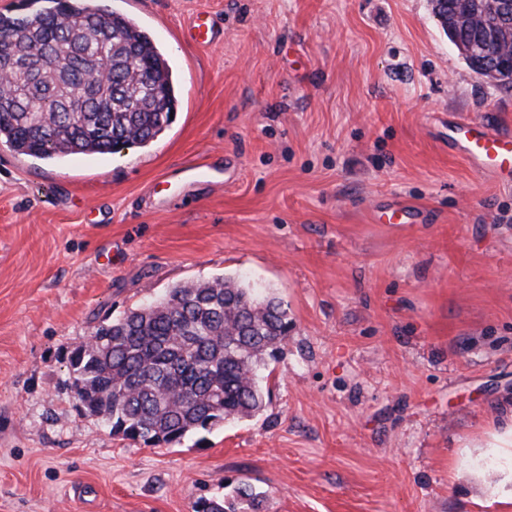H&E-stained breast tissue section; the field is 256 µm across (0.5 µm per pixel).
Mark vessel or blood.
Returning a JSON list of instances; mask_svg holds the SVG:
<instances>
[{
	"mask_svg": "<svg viewBox=\"0 0 512 512\" xmlns=\"http://www.w3.org/2000/svg\"><path fill=\"white\" fill-rule=\"evenodd\" d=\"M448 130L465 160L478 170L512 181V140L497 135L487 122L457 117Z\"/></svg>",
	"mask_w": 512,
	"mask_h": 512,
	"instance_id": "1",
	"label": "vessel or blood"
}]
</instances>
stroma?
I'll list each match as a JSON object with an SVG mask.
<instances>
[{
  "label": "stroma",
  "mask_w": 512,
  "mask_h": 512,
  "mask_svg": "<svg viewBox=\"0 0 512 512\" xmlns=\"http://www.w3.org/2000/svg\"><path fill=\"white\" fill-rule=\"evenodd\" d=\"M173 67L145 148L59 163L0 142V512H503L512 453V184L448 118L512 136L430 0H112ZM209 13L224 38L186 36ZM210 177L184 179L185 166ZM234 277L293 322L258 415L152 446L70 386L91 328ZM235 496L233 499L223 498L216 499H201L194 506V512H239L237 510V501L248 502V506L256 511L259 507L260 493H256L251 485L244 484L236 488Z\"/></svg>",
  "instance_id": "obj_1"
}]
</instances>
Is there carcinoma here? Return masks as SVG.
Wrapping results in <instances>:
<instances>
[{
  "mask_svg": "<svg viewBox=\"0 0 512 512\" xmlns=\"http://www.w3.org/2000/svg\"><path fill=\"white\" fill-rule=\"evenodd\" d=\"M443 31L476 36L467 16L487 11L488 50L512 37L483 0H431ZM0 56L12 58V86L0 97V141L41 160L116 154L163 134L179 93L169 60L153 37L116 11L63 8L0 14ZM103 62L109 80L95 78ZM292 321L277 298L239 280L216 277L178 285L148 305L92 327L94 342L70 352L71 388L86 414L115 436L152 446L179 444L228 419L251 418L266 405L264 371L277 359ZM260 494L244 484L231 499H202L194 512L254 510Z\"/></svg>",
  "mask_w": 512,
  "mask_h": 512,
  "instance_id": "1",
  "label": "carcinoma"
}]
</instances>
